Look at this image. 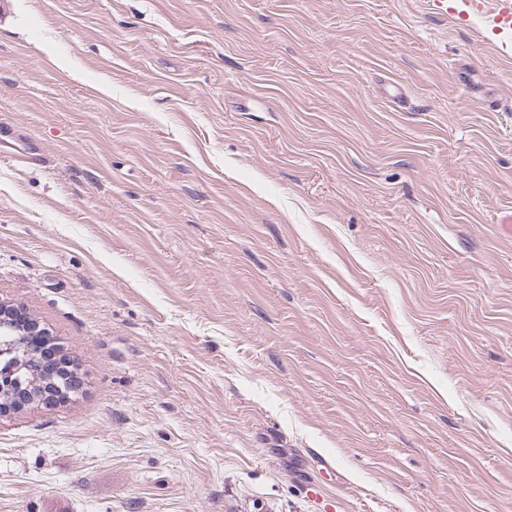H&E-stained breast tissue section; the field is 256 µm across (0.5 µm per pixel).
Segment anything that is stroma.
<instances>
[{"instance_id": "obj_1", "label": "stroma", "mask_w": 512, "mask_h": 512, "mask_svg": "<svg viewBox=\"0 0 512 512\" xmlns=\"http://www.w3.org/2000/svg\"><path fill=\"white\" fill-rule=\"evenodd\" d=\"M425 0H0V303L79 368L0 512H512V57Z\"/></svg>"}]
</instances>
